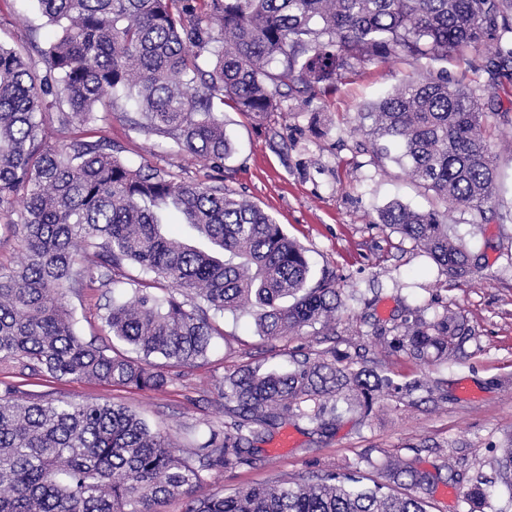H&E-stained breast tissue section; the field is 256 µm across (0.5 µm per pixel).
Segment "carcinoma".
Here are the masks:
<instances>
[{"label":"carcinoma","mask_w":512,"mask_h":512,"mask_svg":"<svg viewBox=\"0 0 512 512\" xmlns=\"http://www.w3.org/2000/svg\"><path fill=\"white\" fill-rule=\"evenodd\" d=\"M60 28L40 48L0 44V218L20 238V266L0 271V364L57 378L161 391L163 367L191 366L222 332L210 313L254 317L267 339L326 324L344 306L336 275L311 282L305 252L253 202L222 179L186 182L164 167L127 165L112 140L91 128L100 110L125 112L140 129L210 170L230 147L223 106L266 120L290 93L317 96L376 57L444 61L485 47L487 102L448 83L446 72L410 77L360 119L380 159L396 157L445 207L485 213L497 182L485 107L512 105V0H36ZM212 43L214 60L202 53ZM55 143L47 142L46 131ZM176 210L190 238L164 231ZM380 222L411 241L451 280L476 263L436 209L400 202ZM114 285L102 314L116 348L84 341L69 305L76 285ZM407 310L375 331L392 353L419 362H455L474 338L467 320L443 308ZM334 350L302 353L283 370L239 369L224 376V429L208 426L200 465H253L258 444L293 420L324 434L346 411L367 417L387 394L419 391L448 399L439 381L402 384L353 369ZM138 414L112 403L38 400L15 385L0 391V512H427L432 478L400 460L365 456L342 473L193 497L200 469ZM508 506L478 475L464 512L512 507V448L492 457ZM383 467L385 481L362 484Z\"/></svg>","instance_id":"1"}]
</instances>
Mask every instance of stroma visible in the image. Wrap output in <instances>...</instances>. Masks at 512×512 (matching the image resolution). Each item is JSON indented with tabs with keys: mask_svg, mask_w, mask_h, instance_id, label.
Returning a JSON list of instances; mask_svg holds the SVG:
<instances>
[{
	"mask_svg": "<svg viewBox=\"0 0 512 512\" xmlns=\"http://www.w3.org/2000/svg\"><path fill=\"white\" fill-rule=\"evenodd\" d=\"M57 33L35 0H0L1 43L14 46L33 39L42 45ZM428 66V60L406 56L375 58L312 101L284 99L280 111L265 121L224 111L233 145L224 160L225 188L272 215L305 248L313 277L326 270L336 274L346 306L335 324L265 340L256 334L251 315H215L222 334L214 338L207 359L168 368L171 382L160 392L58 379L46 372L34 375L7 364L0 366V384L18 385L35 397L126 407L152 429L170 434L179 455L189 458L207 426L224 423L225 374L283 366L302 352L358 351L396 380L421 375L446 381L447 401L413 404L384 396L369 418L346 413L324 438L310 434L306 423H286L265 443L262 461L204 471L195 496L339 472L368 454L380 463L396 456L430 473L454 463L462 483L438 481L428 512H462L467 480L483 470L493 451L512 442V222H487L477 211L448 209L444 220L451 235L481 265L479 273L448 280L412 243L380 223L379 212L390 202L427 210L434 200L398 164L376 158L359 119L365 108ZM103 125L128 164L148 162L173 169L188 182L203 180L205 171L194 158L167 152L155 136L113 114L106 115ZM109 297L108 288L98 286L70 293L84 340L111 345L112 335L100 319ZM425 304L461 312L474 330L458 361L419 364L389 353L375 339V324L392 325L405 309Z\"/></svg>",
	"mask_w": 512,
	"mask_h": 512,
	"instance_id": "35a3bbf8",
	"label": "stroma"
}]
</instances>
